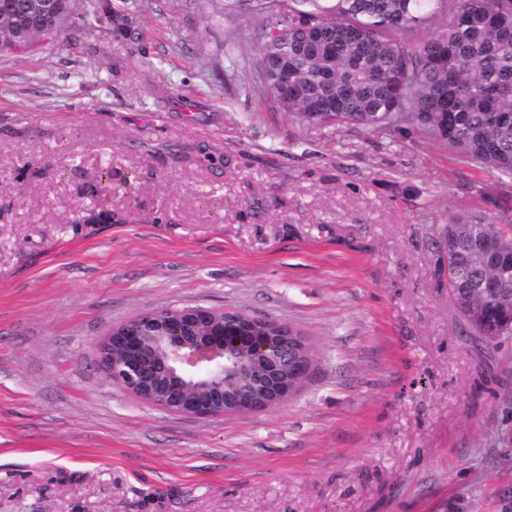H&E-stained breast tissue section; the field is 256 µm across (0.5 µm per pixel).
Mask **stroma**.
<instances>
[{"mask_svg": "<svg viewBox=\"0 0 512 512\" xmlns=\"http://www.w3.org/2000/svg\"><path fill=\"white\" fill-rule=\"evenodd\" d=\"M224 0H73L0 52V512H479L512 482V342L448 301L442 232L512 234V182L417 128L314 126L259 78ZM305 337L302 388L192 417L101 345L162 307Z\"/></svg>", "mask_w": 512, "mask_h": 512, "instance_id": "1", "label": "stroma"}]
</instances>
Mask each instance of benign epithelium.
I'll return each instance as SVG.
<instances>
[{
	"instance_id": "benign-epithelium-1",
	"label": "benign epithelium",
	"mask_w": 512,
	"mask_h": 512,
	"mask_svg": "<svg viewBox=\"0 0 512 512\" xmlns=\"http://www.w3.org/2000/svg\"><path fill=\"white\" fill-rule=\"evenodd\" d=\"M58 25V0L16 17ZM112 381L144 403L208 417L263 412L288 398L309 372L310 357L289 327L232 310L161 308L112 330L102 348ZM496 512H512V484L498 489Z\"/></svg>"
}]
</instances>
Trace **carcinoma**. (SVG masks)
<instances>
[{
	"label": "carcinoma",
	"mask_w": 512,
	"mask_h": 512,
	"mask_svg": "<svg viewBox=\"0 0 512 512\" xmlns=\"http://www.w3.org/2000/svg\"><path fill=\"white\" fill-rule=\"evenodd\" d=\"M32 0L0 3V51L14 49L16 13ZM435 32L407 38L435 15ZM276 18L262 29L260 73L286 112L312 124L415 125L461 158L512 179V0H224ZM288 74L283 100L275 81ZM448 300L470 334L512 339V273L485 298L487 251L512 252V237L477 213L446 225Z\"/></svg>",
	"instance_id": "carcinoma-1"
}]
</instances>
